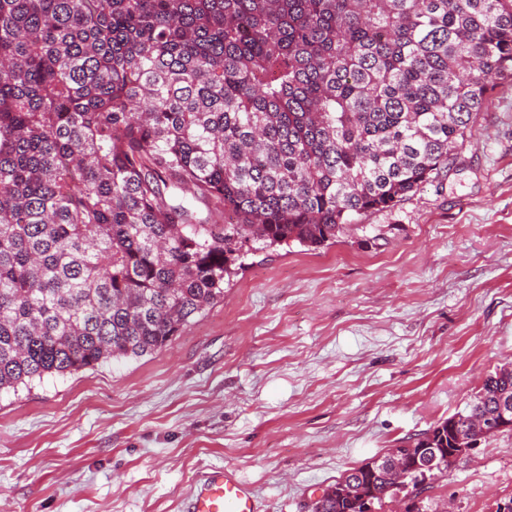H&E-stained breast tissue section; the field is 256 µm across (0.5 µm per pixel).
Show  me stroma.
I'll return each instance as SVG.
<instances>
[{"label":"stroma","instance_id":"35a3bbf8","mask_svg":"<svg viewBox=\"0 0 512 512\" xmlns=\"http://www.w3.org/2000/svg\"><path fill=\"white\" fill-rule=\"evenodd\" d=\"M456 160L334 245L246 259L163 350L0 392V512H187L221 466L312 512L512 362V83ZM512 499V431L427 480L423 512Z\"/></svg>","mask_w":512,"mask_h":512}]
</instances>
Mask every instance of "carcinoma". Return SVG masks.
<instances>
[{"mask_svg":"<svg viewBox=\"0 0 512 512\" xmlns=\"http://www.w3.org/2000/svg\"><path fill=\"white\" fill-rule=\"evenodd\" d=\"M496 79L512 0H0V390L157 352L249 253L396 205Z\"/></svg>","mask_w":512,"mask_h":512,"instance_id":"1","label":"carcinoma"}]
</instances>
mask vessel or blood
<instances>
[{
  "label": "vessel or blood",
  "instance_id": "1",
  "mask_svg": "<svg viewBox=\"0 0 512 512\" xmlns=\"http://www.w3.org/2000/svg\"><path fill=\"white\" fill-rule=\"evenodd\" d=\"M189 512H258L251 489L234 474L214 468L196 483Z\"/></svg>",
  "mask_w": 512,
  "mask_h": 512
}]
</instances>
